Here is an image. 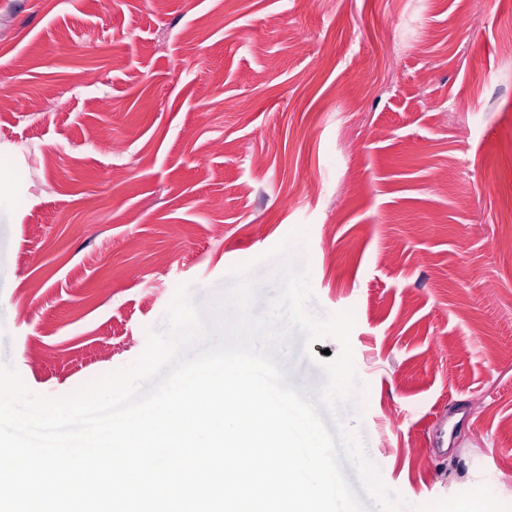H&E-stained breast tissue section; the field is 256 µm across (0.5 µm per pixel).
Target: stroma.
Segmentation results:
<instances>
[{
	"mask_svg": "<svg viewBox=\"0 0 512 512\" xmlns=\"http://www.w3.org/2000/svg\"><path fill=\"white\" fill-rule=\"evenodd\" d=\"M510 39L501 0H0V360L66 395L303 227L384 480L512 504Z\"/></svg>",
	"mask_w": 512,
	"mask_h": 512,
	"instance_id": "obj_1",
	"label": "stroma"
}]
</instances>
